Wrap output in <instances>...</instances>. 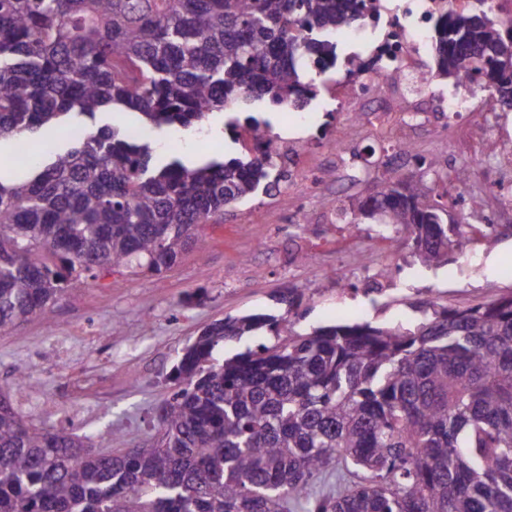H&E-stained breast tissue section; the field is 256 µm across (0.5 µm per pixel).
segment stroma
I'll return each mask as SVG.
<instances>
[{
    "mask_svg": "<svg viewBox=\"0 0 512 512\" xmlns=\"http://www.w3.org/2000/svg\"><path fill=\"white\" fill-rule=\"evenodd\" d=\"M326 105L303 115L253 106L266 113L274 143L302 152L318 168L316 183H301L287 157H279L278 188L201 225L170 269L97 268L58 300L50 319L32 315L0 333V399L16 416L91 437L94 452H120L157 436L155 412L173 391V367L215 321L249 314L281 319L278 333L264 330L218 347L222 359L259 340L270 344L335 323L411 329L431 300L462 309L512 295V204L489 190L512 184V111L482 94L473 111L455 117L408 111L384 120L367 112L356 120L343 97L327 98ZM228 118L215 112L199 133L154 131L156 161L253 153L249 129L228 135ZM334 138L344 152L324 155ZM402 144L409 153L399 154ZM420 156L439 162L449 192L463 189L480 199L465 214L482 235L463 238L438 266L420 263L410 241L390 245L381 226L346 210L391 173L436 192L416 162ZM290 288L297 295L292 308L280 300Z\"/></svg>",
    "mask_w": 512,
    "mask_h": 512,
    "instance_id": "stroma-1",
    "label": "stroma"
}]
</instances>
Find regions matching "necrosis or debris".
Here are the masks:
<instances>
[{
  "label": "necrosis or debris",
  "mask_w": 512,
  "mask_h": 512,
  "mask_svg": "<svg viewBox=\"0 0 512 512\" xmlns=\"http://www.w3.org/2000/svg\"><path fill=\"white\" fill-rule=\"evenodd\" d=\"M376 13L340 29L338 45L348 46L351 75L345 83L351 105L375 102L395 83L396 73L425 72L428 31L438 7L461 10L467 0H374Z\"/></svg>",
  "instance_id": "1"
}]
</instances>
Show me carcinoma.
<instances>
[{
  "instance_id": "1",
  "label": "carcinoma",
  "mask_w": 512,
  "mask_h": 512,
  "mask_svg": "<svg viewBox=\"0 0 512 512\" xmlns=\"http://www.w3.org/2000/svg\"><path fill=\"white\" fill-rule=\"evenodd\" d=\"M371 0H0V138L39 146L19 181L0 179V331L46 317L101 266L171 267L200 224L270 192V159L153 163L152 142L95 120L190 129L228 100L258 136L256 101L304 107L336 67L328 34ZM438 76L469 68L512 98V22L487 0L433 18ZM65 126L70 146L32 139ZM408 235L426 266L447 261L468 224L412 181L387 179L358 203ZM413 330L337 324L219 345L279 319L218 320L173 367L146 448L99 454L19 419L0 399V512H512V297L466 309L427 302ZM344 471L336 490L323 475ZM259 334L260 336H245L240 341L225 343L217 348L214 356L222 360L225 357H231L238 352L244 351L247 347L253 346L258 341H264L268 345L277 341V338L273 337L276 335L266 329L262 330Z\"/></svg>"
}]
</instances>
